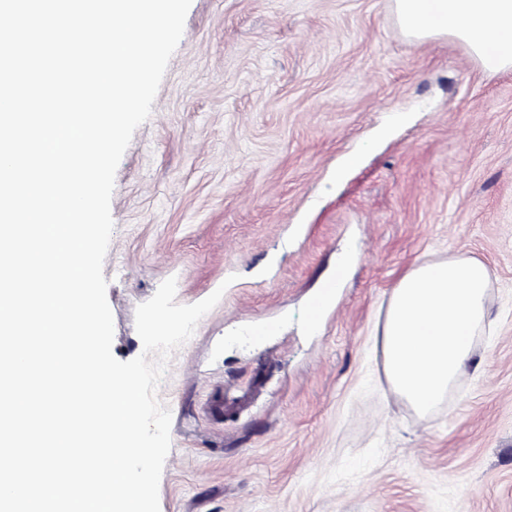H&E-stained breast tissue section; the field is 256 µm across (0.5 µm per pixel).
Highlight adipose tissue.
Here are the masks:
<instances>
[{
    "label": "adipose tissue",
    "instance_id": "adipose-tissue-1",
    "mask_svg": "<svg viewBox=\"0 0 512 512\" xmlns=\"http://www.w3.org/2000/svg\"><path fill=\"white\" fill-rule=\"evenodd\" d=\"M402 31L453 38L488 72L512 69V0H394ZM491 272L473 256L414 264L392 288L377 325L396 395L433 407L470 362L490 315Z\"/></svg>",
    "mask_w": 512,
    "mask_h": 512
}]
</instances>
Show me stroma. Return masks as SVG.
<instances>
[{
    "mask_svg": "<svg viewBox=\"0 0 512 512\" xmlns=\"http://www.w3.org/2000/svg\"><path fill=\"white\" fill-rule=\"evenodd\" d=\"M111 215L118 360L168 277L180 304L224 291L157 388L160 512H512V69L407 38L393 0H192ZM451 255L490 267V324L420 412L376 325Z\"/></svg>",
    "mask_w": 512,
    "mask_h": 512,
    "instance_id": "1",
    "label": "stroma"
}]
</instances>
